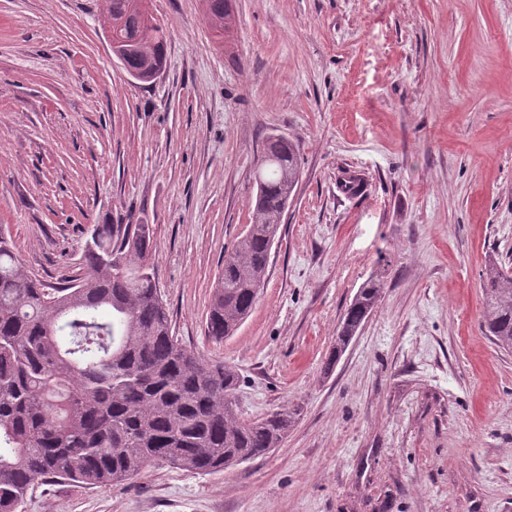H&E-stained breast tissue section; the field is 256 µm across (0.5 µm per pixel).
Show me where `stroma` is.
Listing matches in <instances>:
<instances>
[{
    "label": "stroma",
    "instance_id": "stroma-1",
    "mask_svg": "<svg viewBox=\"0 0 512 512\" xmlns=\"http://www.w3.org/2000/svg\"><path fill=\"white\" fill-rule=\"evenodd\" d=\"M153 5L167 65L144 84L101 0H0V229L55 284L95 225H151L175 335L236 367L242 418L297 417L265 458L39 483L22 512H512V353L479 324L485 262L512 263V0H231L221 38L203 0ZM269 134L302 174L259 300L217 343L206 313ZM384 283L379 278H369L358 289L348 305L336 336V346L326 361V368L333 366L339 355L345 350L350 341L365 322L366 318L380 301Z\"/></svg>",
    "mask_w": 512,
    "mask_h": 512
}]
</instances>
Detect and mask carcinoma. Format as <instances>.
Instances as JSON below:
<instances>
[{
    "mask_svg": "<svg viewBox=\"0 0 512 512\" xmlns=\"http://www.w3.org/2000/svg\"><path fill=\"white\" fill-rule=\"evenodd\" d=\"M112 53L125 71L153 82L166 65L168 31L152 0H104ZM219 35L229 0H206ZM255 172L252 223L216 281L206 314L215 342L235 333L265 285L271 249L301 174L298 146L271 135ZM149 224H97L83 276L50 288L26 274L0 231V512H19L39 480L95 488L137 477L154 463L220 472L277 448L295 413L248 420L236 410L237 370L182 346L154 276ZM485 335L512 352V273L482 271ZM367 279L348 305L325 364L339 355L380 301Z\"/></svg>",
    "mask_w": 512,
    "mask_h": 512,
    "instance_id": "obj_1",
    "label": "carcinoma"
}]
</instances>
